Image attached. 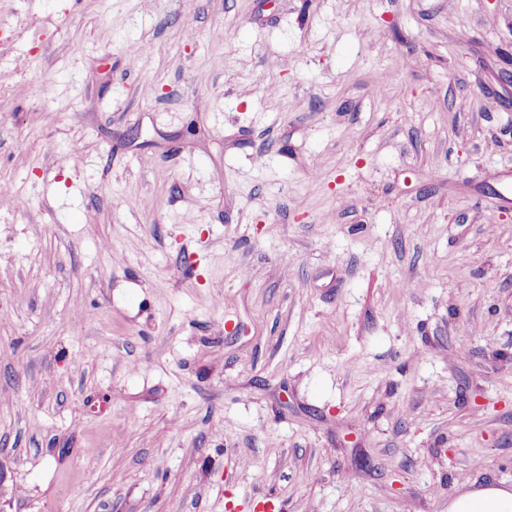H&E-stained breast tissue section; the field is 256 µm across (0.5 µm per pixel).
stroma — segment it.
<instances>
[{
  "label": "stroma",
  "mask_w": 512,
  "mask_h": 512,
  "mask_svg": "<svg viewBox=\"0 0 512 512\" xmlns=\"http://www.w3.org/2000/svg\"><path fill=\"white\" fill-rule=\"evenodd\" d=\"M0 62V512L512 484V0H0Z\"/></svg>",
  "instance_id": "1"
}]
</instances>
